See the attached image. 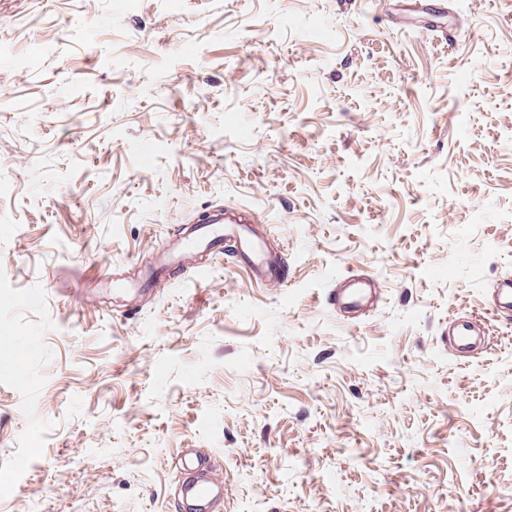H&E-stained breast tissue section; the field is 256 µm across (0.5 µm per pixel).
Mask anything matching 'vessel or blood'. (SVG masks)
Masks as SVG:
<instances>
[{"label": "vessel or blood", "instance_id": "vessel-or-blood-1", "mask_svg": "<svg viewBox=\"0 0 512 512\" xmlns=\"http://www.w3.org/2000/svg\"><path fill=\"white\" fill-rule=\"evenodd\" d=\"M392 23L407 28L414 16L425 13L428 0H389ZM228 256L244 268L262 286L281 287L288 282V252L274 246L269 234L257 225L239 223L237 217L224 211H205L195 224L180 236L169 240L159 253V269L193 266L199 254ZM99 281L111 284L113 290L133 296L132 313L151 307L155 296L149 284L151 274L126 276L117 267L107 266L98 271ZM383 298L382 284L373 273L343 274L328 294V304L337 317L355 322L378 307ZM493 315L512 317V277L499 279L489 293ZM483 320L459 318L445 328L439 338L443 349L459 357L467 356L474 337L487 335ZM181 478L176 486L180 512H213L224 502V475L215 468L212 457L204 448H185L176 456Z\"/></svg>", "mask_w": 512, "mask_h": 512}]
</instances>
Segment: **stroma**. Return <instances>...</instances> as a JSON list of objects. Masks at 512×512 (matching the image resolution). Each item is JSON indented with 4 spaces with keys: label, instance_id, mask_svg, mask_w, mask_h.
<instances>
[{
    "label": "stroma",
    "instance_id": "1",
    "mask_svg": "<svg viewBox=\"0 0 512 512\" xmlns=\"http://www.w3.org/2000/svg\"><path fill=\"white\" fill-rule=\"evenodd\" d=\"M447 3L452 49L366 0H0V512H174L182 448L220 512H512V321L438 343L512 275V0ZM221 205L286 286L216 259L136 316L100 288ZM352 268L384 288L356 324L326 303ZM480 335H488V328L483 320L459 318L442 331L439 343L443 349L450 350L457 357H466L471 352L473 336Z\"/></svg>",
    "mask_w": 512,
    "mask_h": 512
}]
</instances>
